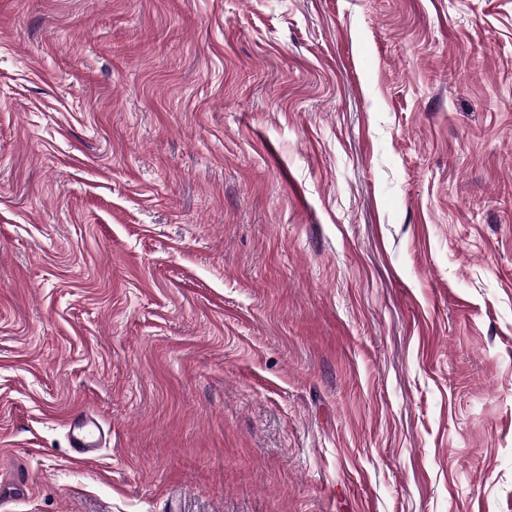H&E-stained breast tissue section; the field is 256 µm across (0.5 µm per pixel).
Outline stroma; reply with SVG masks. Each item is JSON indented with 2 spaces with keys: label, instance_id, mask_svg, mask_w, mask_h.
I'll use <instances>...</instances> for the list:
<instances>
[{
  "label": "stroma",
  "instance_id": "obj_1",
  "mask_svg": "<svg viewBox=\"0 0 512 512\" xmlns=\"http://www.w3.org/2000/svg\"><path fill=\"white\" fill-rule=\"evenodd\" d=\"M0 512H512V0H0ZM68 432L70 448L76 461L88 462L97 457L101 447V430L86 414L72 421Z\"/></svg>",
  "mask_w": 512,
  "mask_h": 512
}]
</instances>
